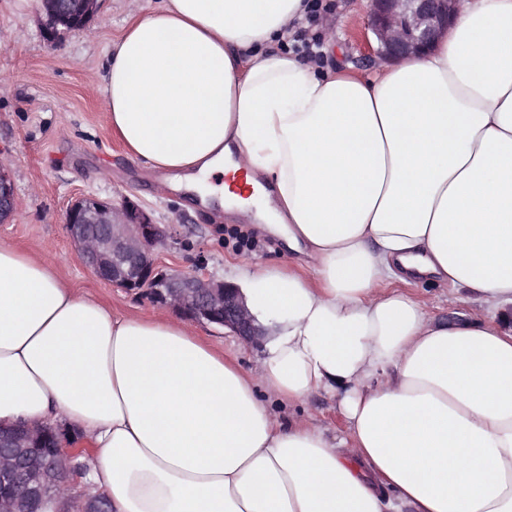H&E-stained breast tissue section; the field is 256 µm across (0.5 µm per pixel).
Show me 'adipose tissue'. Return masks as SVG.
<instances>
[{
  "label": "adipose tissue",
  "mask_w": 512,
  "mask_h": 512,
  "mask_svg": "<svg viewBox=\"0 0 512 512\" xmlns=\"http://www.w3.org/2000/svg\"><path fill=\"white\" fill-rule=\"evenodd\" d=\"M308 0H162L109 54L129 152L207 197L244 172L292 262L236 266L269 334L242 367L168 313L77 296L0 243V423L64 422L112 512H512V0H462L427 55L359 75L284 43ZM345 427L284 416L311 394ZM406 288L422 302L426 313L437 321L458 318L487 322L491 316L485 306L476 300V295L469 292H461V301L454 307H448V288L441 284L420 281L407 285Z\"/></svg>",
  "instance_id": "1"
}]
</instances>
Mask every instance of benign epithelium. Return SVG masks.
I'll return each mask as SVG.
<instances>
[{
	"mask_svg": "<svg viewBox=\"0 0 512 512\" xmlns=\"http://www.w3.org/2000/svg\"><path fill=\"white\" fill-rule=\"evenodd\" d=\"M99 0H40L42 30L49 43L69 31L86 28ZM461 0H368L367 30L375 56L398 61L430 51L450 29ZM15 199L6 165L0 162V222L14 212ZM65 224L78 258L104 282L131 294H146L162 309L185 320L227 329L246 342L266 335L250 313L240 287L215 280L204 260L190 271L169 267L153 247L174 237L171 224H157L131 201L121 206L84 196L66 211ZM0 512H110L106 498L64 499L57 487L56 460L70 449L80 456L81 437L59 425L32 431L0 425Z\"/></svg>",
	"mask_w": 512,
	"mask_h": 512,
	"instance_id": "7a95c632",
	"label": "benign epithelium"
}]
</instances>
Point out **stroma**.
Instances as JSON below:
<instances>
[{"instance_id": "stroma-1", "label": "stroma", "mask_w": 512, "mask_h": 512, "mask_svg": "<svg viewBox=\"0 0 512 512\" xmlns=\"http://www.w3.org/2000/svg\"><path fill=\"white\" fill-rule=\"evenodd\" d=\"M321 3L339 21L336 48L324 52L322 67L371 73L376 63L364 41L367 0ZM155 5L156 0H101L88 28L67 32L51 45L43 36L39 0H0V31L8 36L0 45V161L8 166L17 202L11 219L0 223V243L54 261L78 294L130 316H149L157 308L146 297L101 281L79 261L64 222L77 197L116 205L129 199L157 223L176 225V239L156 250L172 267L189 270L201 258L210 275L230 281L238 262L257 267L288 259L285 243L261 225L225 221L223 213L160 184L159 171L132 156L113 134L103 107L107 56L130 19L148 15ZM409 289L435 320L490 318L472 293L452 306L442 285L419 282ZM193 330L243 367L259 353L258 346L230 332L200 324Z\"/></svg>"}]
</instances>
